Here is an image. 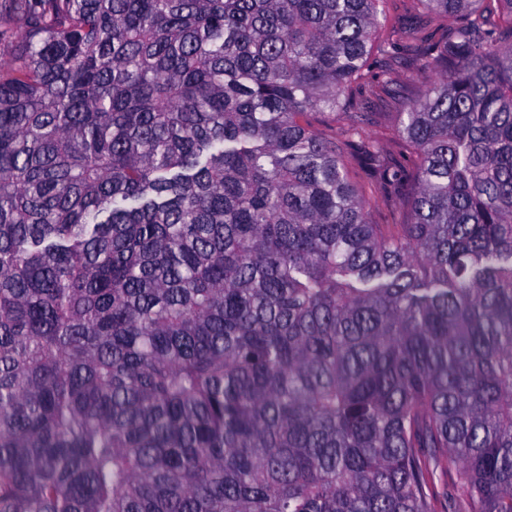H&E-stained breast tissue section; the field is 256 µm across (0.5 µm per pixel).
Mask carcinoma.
I'll return each mask as SVG.
<instances>
[{
    "instance_id": "1",
    "label": "carcinoma",
    "mask_w": 512,
    "mask_h": 512,
    "mask_svg": "<svg viewBox=\"0 0 512 512\" xmlns=\"http://www.w3.org/2000/svg\"><path fill=\"white\" fill-rule=\"evenodd\" d=\"M4 2L0 512H512V0ZM350 98L352 99L353 107L349 112H385L372 114L373 119L370 125L365 126L366 130L376 139L382 141L384 154L387 156L388 161L391 162L392 167L399 170H404L408 175L412 171V158L402 156L400 148L394 137V114L391 112H398L397 107L393 103H381L375 97L364 93L358 87H353L349 91ZM388 134V138L385 136ZM351 167L356 180L364 187L367 195L371 197L373 211L379 223H391L397 218L393 214L394 205L399 203L406 189V182L401 185L389 186L385 184L380 171L372 161L363 156L351 159Z\"/></svg>"
}]
</instances>
